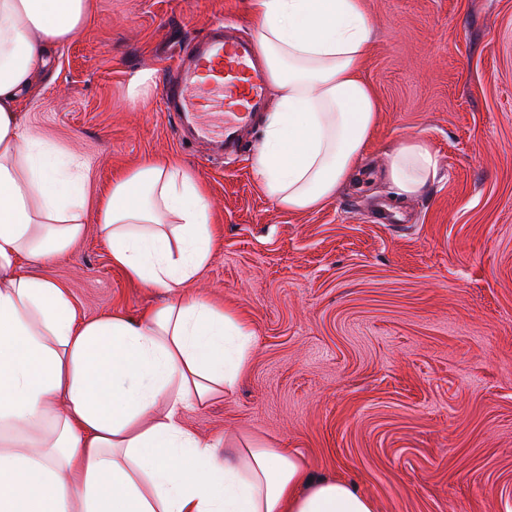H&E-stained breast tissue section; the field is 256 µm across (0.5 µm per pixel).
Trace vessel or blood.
<instances>
[{"mask_svg": "<svg viewBox=\"0 0 512 512\" xmlns=\"http://www.w3.org/2000/svg\"><path fill=\"white\" fill-rule=\"evenodd\" d=\"M263 93L264 79L252 66L248 43L230 37L221 25L188 46L179 79L164 97L198 140L233 149L243 126L262 107Z\"/></svg>", "mask_w": 512, "mask_h": 512, "instance_id": "vessel-or-blood-1", "label": "vessel or blood"}]
</instances>
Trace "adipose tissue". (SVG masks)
<instances>
[{
  "label": "adipose tissue",
  "mask_w": 512,
  "mask_h": 512,
  "mask_svg": "<svg viewBox=\"0 0 512 512\" xmlns=\"http://www.w3.org/2000/svg\"><path fill=\"white\" fill-rule=\"evenodd\" d=\"M93 0H0V512H374L342 481L310 480L300 456L221 448L178 415L231 392L254 332L232 312L182 297L138 318H79L65 288L15 271L83 233L85 175L61 170L20 103L52 50L86 25ZM255 52L277 95L253 156L262 192L291 211L361 181L377 122L361 77L363 0H252ZM397 196L438 176L430 142L392 149ZM100 233L112 261L151 288L193 281L211 255V204L195 176L148 159L116 177Z\"/></svg>",
  "instance_id": "obj_1"
}]
</instances>
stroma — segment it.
<instances>
[{
  "label": "stroma",
  "instance_id": "obj_1",
  "mask_svg": "<svg viewBox=\"0 0 512 512\" xmlns=\"http://www.w3.org/2000/svg\"><path fill=\"white\" fill-rule=\"evenodd\" d=\"M25 99L28 127L88 177L84 231L20 260L67 288L80 317L138 316L167 292L112 262L99 206L114 173L166 157L212 204L209 262L187 294L247 320L255 342L234 392L183 410L200 438L289 448L374 512H512V0H364L378 123L362 183L291 212L259 189L244 151L214 155L168 112L174 60L224 21L254 40L250 0H95ZM151 69L149 108L128 80ZM429 139L440 174L400 199L383 178L401 140Z\"/></svg>",
  "mask_w": 512,
  "mask_h": 512
}]
</instances>
